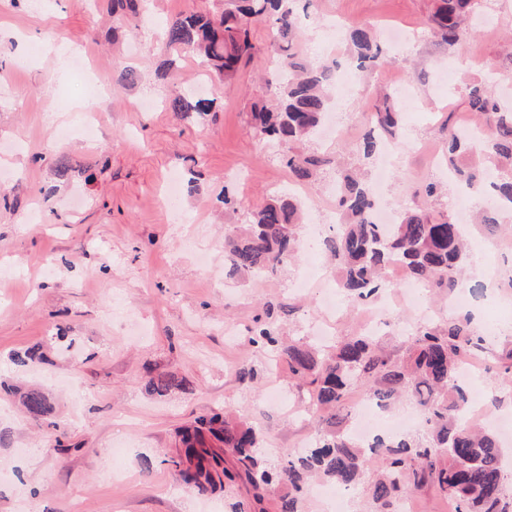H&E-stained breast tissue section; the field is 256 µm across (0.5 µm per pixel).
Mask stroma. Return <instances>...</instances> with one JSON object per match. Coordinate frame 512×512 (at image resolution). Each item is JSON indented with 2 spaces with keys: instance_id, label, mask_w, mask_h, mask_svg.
<instances>
[{
  "instance_id": "obj_1",
  "label": "stroma",
  "mask_w": 512,
  "mask_h": 512,
  "mask_svg": "<svg viewBox=\"0 0 512 512\" xmlns=\"http://www.w3.org/2000/svg\"><path fill=\"white\" fill-rule=\"evenodd\" d=\"M435 0H314L313 12L347 28H407L402 49L383 69L358 75L344 110L351 122L373 111L388 81L411 79L414 99L402 116L403 139H422L448 153V126L475 119L467 88L490 81L512 98V0H486L497 30L474 29L457 44L432 35L427 17ZM232 0H147L132 16L112 0H0V268L18 274L0 280V512H277L279 491L256 500L247 482L202 495L183 482L171 457L178 431L196 418L232 413L253 426L262 452L286 460L296 442L311 441L324 413L309 410L286 356L255 349L248 338L274 319L279 346L310 340L318 298L294 296L298 276L317 269L335 281L327 254L301 235L298 260L266 279L226 276L224 236L250 212L281 192L314 194L362 168L354 133L334 142L314 138L300 152L340 160L300 183L282 162L284 147L250 127L253 100L269 95L278 79L267 22L252 26L255 56L241 75L224 80L192 52L169 66L162 45L165 23L193 11L221 15ZM64 33L89 58L104 87L87 99L57 54H46L47 34ZM128 69L116 82L115 67ZM206 82V115L174 111L170 101ZM97 115L87 131L76 103ZM190 190L177 222L156 199L170 172ZM448 180L447 167L431 170L429 156L402 154L387 186L402 210L415 207L424 184ZM85 202L71 209L74 193ZM40 203L43 222L21 216ZM470 263L460 295L487 341V368L470 388L512 393L501 360L512 352V223L468 228ZM55 268L42 274L40 260ZM495 263L493 279L485 268ZM492 288H485V281ZM484 289L473 292L474 284ZM294 314H284L287 306ZM38 347L48 363L29 368L15 354ZM177 381L165 396L149 394V378ZM46 392L51 415L35 418L14 387Z\"/></svg>"
}]
</instances>
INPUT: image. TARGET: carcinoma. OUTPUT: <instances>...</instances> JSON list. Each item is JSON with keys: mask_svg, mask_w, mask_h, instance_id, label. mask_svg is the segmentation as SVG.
Wrapping results in <instances>:
<instances>
[{"mask_svg": "<svg viewBox=\"0 0 512 512\" xmlns=\"http://www.w3.org/2000/svg\"><path fill=\"white\" fill-rule=\"evenodd\" d=\"M238 2L236 11L218 20L208 13L193 12L168 23L163 33L166 46L177 52L192 50L207 66L232 78L254 57L252 19L270 21V38L279 49L283 81L273 89L274 105H252L250 125L256 133L281 144L313 137L330 104L331 76L337 63L307 61L292 51L300 31L296 0ZM479 2L436 0L429 18L434 33L450 45L458 42L466 34V20L481 14ZM348 40L347 60L358 71L389 64L381 44L365 26H352ZM467 97L471 109L483 116L485 126L475 127L471 133L448 129V176L475 190L490 186L502 203L512 205V106L502 105L487 84L469 87ZM172 107L186 114L211 109L208 100L190 93L174 97ZM400 128L401 112L388 95L358 144L360 154L371 158L379 134L398 139ZM475 142L481 144L489 165L458 166L456 154ZM282 160L298 179H307L330 163L325 157L292 150L282 155ZM374 205L369 184L348 175L342 178L336 207L346 222L326 239L324 247L336 259L340 288L359 298L377 293L386 287L384 272L393 257L406 264L414 280L432 288L451 293L460 286L467 254L459 224L419 209L386 228L373 221ZM300 210L297 197L279 194L253 211L241 231L224 236L229 272L265 277L287 266L299 247ZM249 342L259 349L274 348L277 338L272 323L259 325ZM482 342L484 337L464 315L448 319L441 328L432 324L419 327L399 361L377 348L369 336L340 341L328 353L290 346L285 354L293 376L306 387L313 405L331 412L327 428L316 434L311 446L290 455L285 467L267 463L258 452L261 441L252 427L231 423L215 413L180 431L181 452L172 464L183 481L201 494L222 491L241 478L256 491L275 488L286 480L292 490L280 496L279 512H301L306 475L318 473L339 485L355 486L372 464L379 471L371 486L378 512H393L395 504L425 485L447 496L454 512H512L497 437L473 429L461 418L470 395L458 382L460 363ZM362 381L368 383L366 396L385 408L404 394L416 398L425 436L377 439L364 448L353 442L343 423L351 417V388ZM21 398L35 418L52 413L50 399L40 389L25 391ZM226 448L241 469L224 467Z\"/></svg>", "mask_w": 512, "mask_h": 512, "instance_id": "carcinoma-1", "label": "carcinoma"}]
</instances>
